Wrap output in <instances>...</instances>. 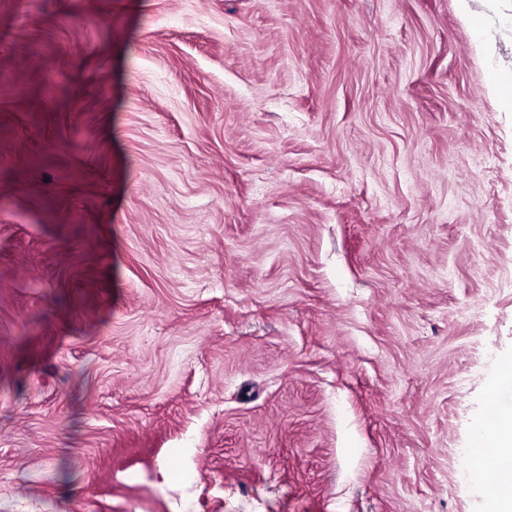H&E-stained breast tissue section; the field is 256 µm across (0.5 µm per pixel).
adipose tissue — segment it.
Instances as JSON below:
<instances>
[{
	"label": "adipose tissue",
	"mask_w": 512,
	"mask_h": 512,
	"mask_svg": "<svg viewBox=\"0 0 512 512\" xmlns=\"http://www.w3.org/2000/svg\"><path fill=\"white\" fill-rule=\"evenodd\" d=\"M473 448L476 462L493 466L499 473L487 499L497 512H512V410H501L496 418L481 422Z\"/></svg>",
	"instance_id": "obj_1"
}]
</instances>
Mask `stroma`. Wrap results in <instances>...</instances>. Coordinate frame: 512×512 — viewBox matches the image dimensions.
<instances>
[{
  "mask_svg": "<svg viewBox=\"0 0 512 512\" xmlns=\"http://www.w3.org/2000/svg\"><path fill=\"white\" fill-rule=\"evenodd\" d=\"M495 71L512 0H0V512H491Z\"/></svg>",
  "mask_w": 512,
  "mask_h": 512,
  "instance_id": "stroma-1",
  "label": "stroma"
}]
</instances>
